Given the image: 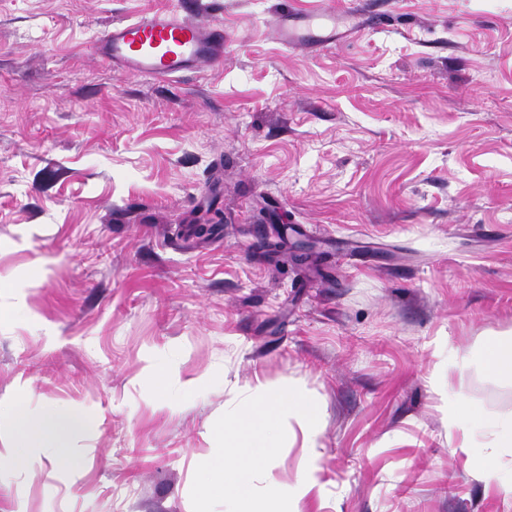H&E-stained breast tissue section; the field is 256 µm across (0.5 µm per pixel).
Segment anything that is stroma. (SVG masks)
<instances>
[{
    "mask_svg": "<svg viewBox=\"0 0 512 512\" xmlns=\"http://www.w3.org/2000/svg\"><path fill=\"white\" fill-rule=\"evenodd\" d=\"M177 2L0 0V402L91 423L1 471L0 512H192L260 381L321 414L298 512H512L442 408L512 411L448 368L512 333V0H384L320 49L279 43V0H202L224 64L169 80L93 51ZM152 360L212 385L154 410Z\"/></svg>",
    "mask_w": 512,
    "mask_h": 512,
    "instance_id": "35a3bbf8",
    "label": "stroma"
}]
</instances>
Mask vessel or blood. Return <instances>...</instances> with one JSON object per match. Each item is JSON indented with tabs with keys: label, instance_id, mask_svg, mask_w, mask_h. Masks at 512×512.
<instances>
[{
	"label": "vessel or blood",
	"instance_id": "1",
	"mask_svg": "<svg viewBox=\"0 0 512 512\" xmlns=\"http://www.w3.org/2000/svg\"><path fill=\"white\" fill-rule=\"evenodd\" d=\"M95 50L120 74L182 75L224 61V29L166 8L117 21L97 40Z\"/></svg>",
	"mask_w": 512,
	"mask_h": 512
}]
</instances>
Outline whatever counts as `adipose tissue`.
I'll return each instance as SVG.
<instances>
[{
    "label": "adipose tissue",
    "instance_id": "adipose-tissue-1",
    "mask_svg": "<svg viewBox=\"0 0 512 512\" xmlns=\"http://www.w3.org/2000/svg\"><path fill=\"white\" fill-rule=\"evenodd\" d=\"M479 365L499 380L512 383V337L498 336L487 340L476 356L449 351L448 365L452 368ZM147 375L155 393V408L170 407L173 399H189L203 391L206 380L202 377L180 379L164 364L152 362ZM448 412V432L455 435L453 453L467 457L470 471L476 479L494 484L497 492L512 500V475L500 470L497 460L512 457V412L486 410L451 392L445 397ZM14 422V435L0 447V470L17 461L33 458L36 449L78 448L89 424L70 407L51 405L37 419L19 414L17 407H10Z\"/></svg>",
    "mask_w": 512,
    "mask_h": 512
}]
</instances>
